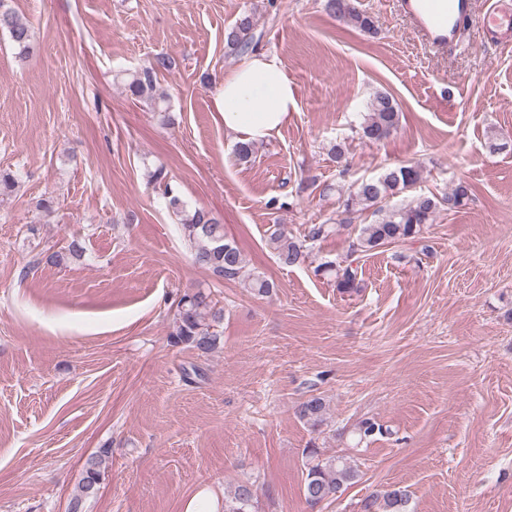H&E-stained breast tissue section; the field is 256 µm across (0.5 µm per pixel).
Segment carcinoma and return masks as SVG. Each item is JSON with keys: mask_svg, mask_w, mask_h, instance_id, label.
Listing matches in <instances>:
<instances>
[{"mask_svg": "<svg viewBox=\"0 0 512 512\" xmlns=\"http://www.w3.org/2000/svg\"><path fill=\"white\" fill-rule=\"evenodd\" d=\"M325 10L337 19L370 32L374 24L370 16L361 11L357 0H324ZM0 30L8 33L19 50L20 57L28 58L33 50V32L30 23L0 0ZM255 43V15L242 12L235 22L225 30L224 50L229 56L243 54ZM172 68L171 58L163 53L155 55L142 68L128 74L126 86L131 95L152 102L161 111L165 96L157 86V75ZM401 121V112L395 99L386 92L376 93L368 105L367 113L359 127L361 137L371 142H381L395 133ZM422 171L414 163H401L388 167L377 178L363 180L353 189L336 187L339 208L344 218L342 224L351 222V215L373 210L378 219L371 224H362L356 237L348 247L349 255L368 254L381 247L404 243L417 238L426 224L433 222L437 212L446 207L450 210L465 205L471 190L468 184L459 182L442 196L435 194L406 195L421 179ZM151 181L164 185L163 196L168 208L179 218L184 239L192 251L195 264L226 281H242L251 292L267 296L274 291L275 284L257 272L243 276L244 258L240 248L224 234V224L210 212L196 208L188 209L185 202L167 181L161 168L150 173ZM403 196L398 203L390 200ZM269 244L278 260L287 266L301 265L308 261L309 253L303 243L286 237L274 230ZM83 246L72 241L67 249L46 255V262L61 266L82 257ZM36 258L35 263H40ZM316 274L333 273L336 288L347 292L355 288L357 270L352 265H340L328 261L315 268ZM224 320V309L217 306L210 293L202 290L187 291L177 303L173 331L170 341L175 345H186L207 356L221 343V335L215 326ZM300 420L317 430L325 424L326 400L321 394H312L296 406ZM391 434V430L373 418H363L354 426L357 443L369 442L376 437ZM102 450L89 457L84 465L78 490L71 500L70 512H82L84 502L96 495L103 480ZM308 458L303 495L314 507L336 500V494L346 490L360 479L359 471L343 456H325L317 448H308ZM408 496L398 487H390L381 493L367 496L361 501V512H406ZM224 512H257V489L254 483H238L230 496L224 498Z\"/></svg>", "mask_w": 512, "mask_h": 512, "instance_id": "carcinoma-1", "label": "carcinoma"}]
</instances>
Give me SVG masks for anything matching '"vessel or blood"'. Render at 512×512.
I'll return each mask as SVG.
<instances>
[{"label":"vessel or blood","mask_w":512,"mask_h":512,"mask_svg":"<svg viewBox=\"0 0 512 512\" xmlns=\"http://www.w3.org/2000/svg\"><path fill=\"white\" fill-rule=\"evenodd\" d=\"M405 6L428 39L441 46L455 47L461 21L474 17L489 31H512V9L503 0H495L484 10L479 0H406Z\"/></svg>","instance_id":"1"}]
</instances>
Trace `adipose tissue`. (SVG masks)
Instances as JSON below:
<instances>
[{
  "label": "adipose tissue",
  "instance_id": "adipose-tissue-1",
  "mask_svg": "<svg viewBox=\"0 0 512 512\" xmlns=\"http://www.w3.org/2000/svg\"><path fill=\"white\" fill-rule=\"evenodd\" d=\"M224 127L259 143L284 126L296 109L294 87L277 57L259 52L224 75L214 92Z\"/></svg>",
  "mask_w": 512,
  "mask_h": 512
}]
</instances>
